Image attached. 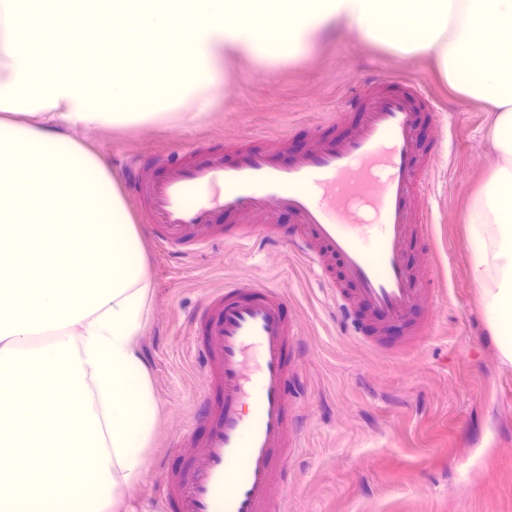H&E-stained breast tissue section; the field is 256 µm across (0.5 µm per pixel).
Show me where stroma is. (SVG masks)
Segmentation results:
<instances>
[{
	"instance_id": "35a3bbf8",
	"label": "stroma",
	"mask_w": 512,
	"mask_h": 512,
	"mask_svg": "<svg viewBox=\"0 0 512 512\" xmlns=\"http://www.w3.org/2000/svg\"><path fill=\"white\" fill-rule=\"evenodd\" d=\"M384 71L420 79L448 131L425 191L428 237L409 252L415 270L432 265L443 278L435 328L410 357L373 348L336 323L322 282L286 247L219 241L182 260L138 225L151 278L140 350L158 417L142 474L125 493L128 512H158L176 441L206 385L189 357V315L225 282L250 279L287 298L301 341L304 388L291 398L301 451L288 460L276 512H512V367L490 333L468 242L471 200L497 160L483 103L451 92L424 58L340 33L291 63L230 61L222 103L191 127H104L86 140L119 183L136 152L243 137L260 146L267 135L331 120L351 87Z\"/></svg>"
}]
</instances>
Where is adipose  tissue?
<instances>
[{"instance_id":"adipose-tissue-1","label":"adipose tissue","mask_w":512,"mask_h":512,"mask_svg":"<svg viewBox=\"0 0 512 512\" xmlns=\"http://www.w3.org/2000/svg\"><path fill=\"white\" fill-rule=\"evenodd\" d=\"M242 0H0V512H119L140 477L157 404L139 352L149 318L142 241L105 162L73 129L191 126L215 105L226 62L280 65L331 29L424 56L461 96L494 112L498 160L468 222L472 275L502 361L512 366V0H297L264 38L228 24ZM127 26L109 60L143 37L165 84L88 75L77 31ZM194 53L185 56L182 32ZM41 66H32V52ZM95 268L75 276L81 252Z\"/></svg>"}]
</instances>
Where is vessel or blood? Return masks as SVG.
Listing matches in <instances>:
<instances>
[{
    "instance_id": "vessel-or-blood-1",
    "label": "vessel or blood",
    "mask_w": 512,
    "mask_h": 512,
    "mask_svg": "<svg viewBox=\"0 0 512 512\" xmlns=\"http://www.w3.org/2000/svg\"><path fill=\"white\" fill-rule=\"evenodd\" d=\"M445 130L424 85L403 75L364 79L337 121L274 136L193 143L177 154L128 161L126 183L143 202L154 241L186 258L217 238L288 243L317 275L333 259L343 286L336 312L371 346L417 349L437 317L430 273L407 259L422 190L438 167ZM289 217L282 232L280 217ZM208 390L181 436L187 456L160 512H271L275 485L297 443L289 396L298 331L275 289L228 283L189 318Z\"/></svg>"
}]
</instances>
